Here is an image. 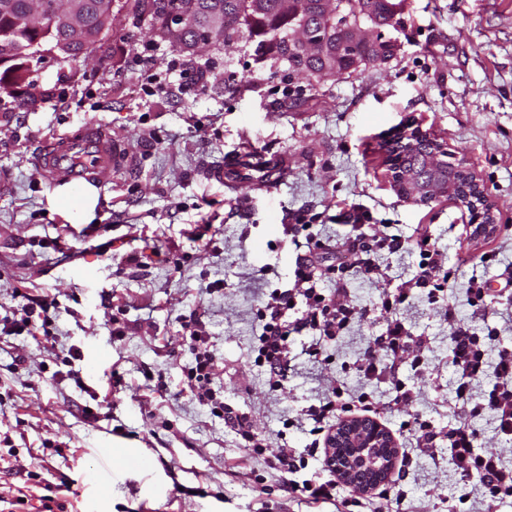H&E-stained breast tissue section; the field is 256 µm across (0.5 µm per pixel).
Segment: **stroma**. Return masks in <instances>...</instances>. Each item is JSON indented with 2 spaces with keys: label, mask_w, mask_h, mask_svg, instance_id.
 <instances>
[{
  "label": "stroma",
  "mask_w": 512,
  "mask_h": 512,
  "mask_svg": "<svg viewBox=\"0 0 512 512\" xmlns=\"http://www.w3.org/2000/svg\"><path fill=\"white\" fill-rule=\"evenodd\" d=\"M116 2L96 52L100 66L51 60L34 66L29 83L0 91V182L9 185L0 194V320L20 317V288L59 302L54 349L40 335H0V486L26 494L27 505L13 512H33L43 496L54 512H369L347 487L336 504H297L266 461L282 446L301 451L312 442L295 422L330 381L392 398L390 384L364 381L355 369L381 326L353 323L319 363L302 355L303 337H292L294 370L285 389L271 390L253 350L258 271L275 265L279 286L288 287L298 252L282 226L297 213L318 215L315 233L341 244L351 264L345 222L354 211L405 237L426 224L448 258V299L459 317L512 345V298L485 313L466 303L471 278L495 289L512 279V0H407L383 31L395 41L387 62L316 85L272 72L256 42L245 40L199 55L208 73L193 84L168 70L175 49L150 35L146 13L132 0ZM143 44L154 46L163 83L151 92L133 62ZM170 83L187 90L169 95ZM91 119L127 161L99 175L97 203L73 219L34 157ZM409 121L463 159L494 206L496 231L470 243L467 262L458 261L448 230L461 213L457 202L417 203L388 181L384 143ZM236 152L286 160L287 179L267 190L249 176L231 189L210 180L209 168ZM203 215L221 234L199 238ZM487 251L495 257L485 263ZM193 312L217 366L212 387L247 417L265 446L261 456L185 389L194 351L180 319ZM398 314L430 339L423 378L410 363L399 367L414 392L407 412L382 417L404 449L417 438L399 429L406 415L439 429L458 417L447 324L422 298ZM72 346L82 358L71 363ZM73 367L82 384L69 378ZM114 371L126 385L112 392ZM105 464L109 480L99 491L95 476ZM387 485L405 496L385 501L386 512H482L476 500L460 502L462 485L444 455L414 457Z\"/></svg>",
  "instance_id": "obj_1"
}]
</instances>
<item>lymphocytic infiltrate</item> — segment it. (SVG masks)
I'll list each match as a JSON object with an SVG mask.
<instances>
[{
    "mask_svg": "<svg viewBox=\"0 0 512 512\" xmlns=\"http://www.w3.org/2000/svg\"><path fill=\"white\" fill-rule=\"evenodd\" d=\"M351 230L362 254L361 274L385 284L383 308L395 311L421 293L430 305L442 310L448 325L450 362L457 374L453 391L459 411L469 418L488 419L494 438L511 442L512 346H503L495 332L479 335L474 327L457 319L447 297L450 284V275L445 269L447 257L436 246L430 229L416 228L413 235L404 238L389 233L387 225L368 224L359 216ZM283 233L290 237L295 248H306L307 253L296 259L293 286L268 289L257 311L259 331L255 351L270 388L276 391L284 388L291 370L290 337L308 335L309 341L302 352L316 361L326 344L343 336L355 320L366 315L364 309L350 301L346 260L337 255L325 266L315 260L313 252L321 248L322 241L306 215H294L292 223L284 225ZM401 251L418 252L420 261L411 278L393 285L376 258L385 252ZM325 280L334 283L332 291L327 293L321 288ZM182 328L188 332L195 352V365L187 374L188 387L196 390L199 400L210 404L214 415L236 426L253 454H262L263 445L250 431L246 418L234 414L210 387L216 375V364L205 348L200 316L190 315L183 320ZM429 343L428 337L414 335L405 321L394 315L385 320L382 332L373 337L356 369L366 381L391 383L395 403H411L412 392L399 379L398 369L400 364L408 362L416 375H424L423 353ZM356 408L373 414L379 411L370 394L361 393L351 401L346 399L340 382H331L322 401L307 410L313 437L307 452L283 448L275 455L273 469L287 475L288 488L299 501L335 503L339 483L335 471L320 455V440L335 428L342 414ZM410 423L419 430L416 448L420 454L434 459L439 454H447L464 486L480 492L487 507H494L495 503L512 496V464L500 454L483 452L477 430L462 424L442 431L416 417L411 418ZM313 460L318 463L317 470L311 477L301 478V471Z\"/></svg>",
    "mask_w": 512,
    "mask_h": 512,
    "instance_id": "obj_1",
    "label": "lymphocytic infiltrate"
}]
</instances>
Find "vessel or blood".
Masks as SVG:
<instances>
[{
	"instance_id": "1",
	"label": "vessel or blood",
	"mask_w": 512,
	"mask_h": 512,
	"mask_svg": "<svg viewBox=\"0 0 512 512\" xmlns=\"http://www.w3.org/2000/svg\"><path fill=\"white\" fill-rule=\"evenodd\" d=\"M35 162L52 186L61 188L68 196L82 199L98 191L99 171L123 165L124 156L105 126L91 122L77 133L57 136L49 148L37 153ZM243 170L242 155L231 154L223 165L211 168L208 176L231 186Z\"/></svg>"
}]
</instances>
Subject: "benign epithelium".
Instances as JSON below:
<instances>
[{
	"label": "benign epithelium",
	"mask_w": 512,
	"mask_h": 512,
	"mask_svg": "<svg viewBox=\"0 0 512 512\" xmlns=\"http://www.w3.org/2000/svg\"><path fill=\"white\" fill-rule=\"evenodd\" d=\"M116 0H64L50 26L44 25V0H26L24 6L18 0H0V15L12 18L14 26L0 30V63L5 65L14 59L32 56L38 63L48 59H65L73 52L76 43H87L91 35L88 18L94 12L100 30L111 26ZM320 8L330 26L316 30L294 0H283L282 10L288 13L293 24L288 29V42L303 57L319 58L325 71L337 70L338 44L341 32L375 46L374 62L387 58L389 42L377 37L375 29L362 15L351 12L348 0H320ZM205 23L208 32L189 49L197 54L208 52L217 39H224V11L205 10L199 0H184L180 9L168 19L166 38L175 46L184 45V32ZM37 29L49 39V46L24 44L17 36ZM421 166L414 172L400 168L397 154H386L388 177L393 188L401 195L420 203H428L439 195L455 198L460 182H465L467 198L476 200V207L485 211V226L495 223L493 205L474 173L461 161L450 162L448 147L438 141L420 125L410 122L400 127L391 141L397 150H421ZM328 461L340 479L365 492H369L390 476L397 458V448L391 433L380 423L359 416L342 419L327 443Z\"/></svg>",
	"instance_id": "obj_1"
}]
</instances>
